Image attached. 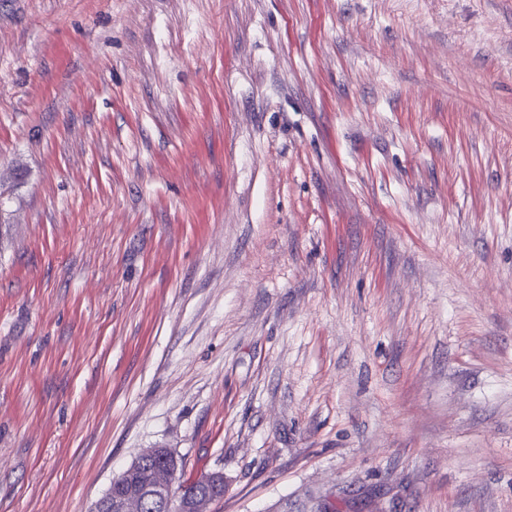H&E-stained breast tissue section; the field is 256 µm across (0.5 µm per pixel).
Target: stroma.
<instances>
[{
	"instance_id": "1",
	"label": "stroma",
	"mask_w": 512,
	"mask_h": 512,
	"mask_svg": "<svg viewBox=\"0 0 512 512\" xmlns=\"http://www.w3.org/2000/svg\"><path fill=\"white\" fill-rule=\"evenodd\" d=\"M148 448L512 512V0H0V512Z\"/></svg>"
}]
</instances>
